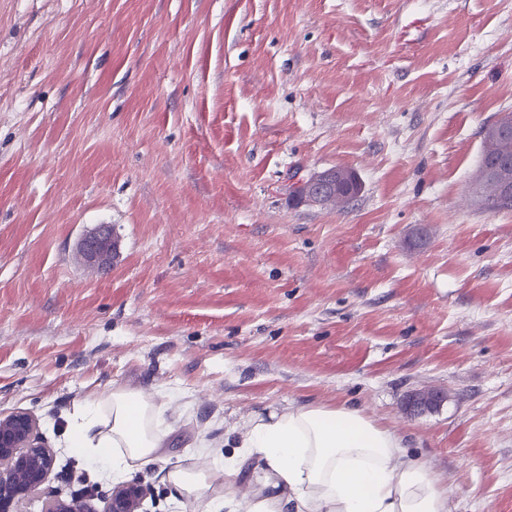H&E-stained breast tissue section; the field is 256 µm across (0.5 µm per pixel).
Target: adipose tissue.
<instances>
[{
    "label": "adipose tissue",
    "instance_id": "adipose-tissue-1",
    "mask_svg": "<svg viewBox=\"0 0 512 512\" xmlns=\"http://www.w3.org/2000/svg\"><path fill=\"white\" fill-rule=\"evenodd\" d=\"M238 427L240 456L211 462L224 474L223 497L208 496L211 472L169 474L188 496L208 498V512H451L429 463L361 408L291 402ZM168 433L160 403L117 388L82 407L67 443L118 480L158 458ZM249 457L263 467L254 496L243 499L236 479Z\"/></svg>",
    "mask_w": 512,
    "mask_h": 512
}]
</instances>
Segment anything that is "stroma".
Returning a JSON list of instances; mask_svg holds the SVG:
<instances>
[{"label": "stroma", "instance_id": "obj_1", "mask_svg": "<svg viewBox=\"0 0 512 512\" xmlns=\"http://www.w3.org/2000/svg\"><path fill=\"white\" fill-rule=\"evenodd\" d=\"M510 110L512 0H0V413L57 454L23 512L110 493L66 438L118 387L166 410L146 512H206L169 471L291 401L362 407L451 512H512V211L470 191ZM332 167L359 195L297 202ZM115 253V244L107 226H101L96 231L84 237L81 242V256L89 266L106 267L110 264Z\"/></svg>", "mask_w": 512, "mask_h": 512}]
</instances>
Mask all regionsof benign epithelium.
Instances as JSON below:
<instances>
[{
  "mask_svg": "<svg viewBox=\"0 0 512 512\" xmlns=\"http://www.w3.org/2000/svg\"><path fill=\"white\" fill-rule=\"evenodd\" d=\"M512 128V115L502 113L497 122L488 125L484 136L499 138ZM490 174L504 186L512 185V162L502 161L490 167ZM352 182L350 173L340 167L311 174L300 184L299 201L312 206H324L330 196L343 185ZM115 253V244L108 227L102 226L84 237L81 256L89 266L105 267ZM443 395L423 391L412 399L417 411L436 408ZM0 512H20L19 506L33 496L49 479L54 465L53 449L44 443L38 431L37 418L28 411H15L0 416ZM149 489L139 479L118 485L104 500L102 508L93 505L92 496H74L69 500L55 499L44 504L42 512H142Z\"/></svg>",
  "mask_w": 512,
  "mask_h": 512,
  "instance_id": "1",
  "label": "benign epithelium"
}]
</instances>
